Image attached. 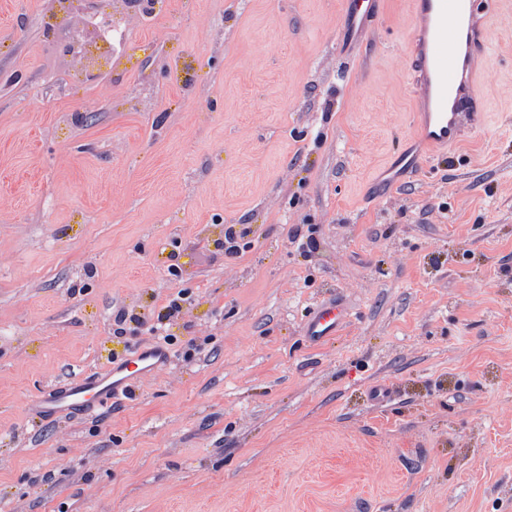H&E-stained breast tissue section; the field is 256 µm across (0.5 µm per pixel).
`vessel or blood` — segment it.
<instances>
[{
  "label": "vessel or blood",
  "mask_w": 512,
  "mask_h": 512,
  "mask_svg": "<svg viewBox=\"0 0 512 512\" xmlns=\"http://www.w3.org/2000/svg\"><path fill=\"white\" fill-rule=\"evenodd\" d=\"M375 4L376 0H347L342 31L372 20ZM497 4L498 0H410L409 79L420 100L413 136L430 157L445 156L449 147L487 124L477 81L488 17ZM347 321L346 309L327 301L312 308L302 332L310 344L319 345L339 335ZM170 363L164 347L133 348L100 371L55 382L32 401L31 411L44 420L94 416Z\"/></svg>",
  "instance_id": "obj_1"
}]
</instances>
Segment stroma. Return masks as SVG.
I'll return each instance as SVG.
<instances>
[{
    "instance_id": "obj_1",
    "label": "stroma",
    "mask_w": 512,
    "mask_h": 512,
    "mask_svg": "<svg viewBox=\"0 0 512 512\" xmlns=\"http://www.w3.org/2000/svg\"><path fill=\"white\" fill-rule=\"evenodd\" d=\"M408 2L346 55L344 0H164L121 77L73 82L53 0H0V512H512V0L486 127L389 187ZM229 224L251 227L231 260ZM181 290L167 369L95 417L34 416L154 344ZM336 297L346 330L308 344ZM119 308L144 321L117 338ZM186 293L178 292L173 295L166 305L162 306L157 313L153 312L156 323L160 326L168 327L179 317L182 312L183 303L186 299ZM348 322L346 309L336 300L322 302L312 308L305 320L302 332L311 345L330 341L342 331Z\"/></svg>"
}]
</instances>
